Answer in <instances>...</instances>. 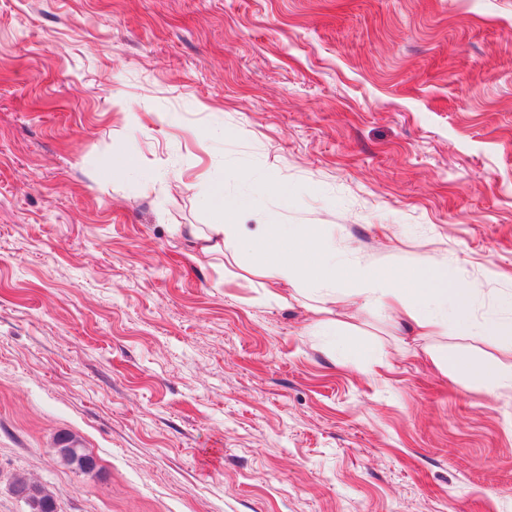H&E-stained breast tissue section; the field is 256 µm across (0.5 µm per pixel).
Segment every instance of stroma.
<instances>
[{
    "label": "stroma",
    "mask_w": 512,
    "mask_h": 512,
    "mask_svg": "<svg viewBox=\"0 0 512 512\" xmlns=\"http://www.w3.org/2000/svg\"><path fill=\"white\" fill-rule=\"evenodd\" d=\"M208 185L242 235L316 224L512 319V0H0V512L19 478L59 512H512V390L426 355L512 352L266 299L177 233ZM66 440L69 442V444L61 446L58 448L59 452L68 459L69 462L72 464H76V466L80 470H92L95 467H89L94 466L96 464L95 459L91 458L88 461L89 466L84 465V461L87 458L93 457L86 448H82L81 444L75 439L70 437L68 434L64 435Z\"/></svg>",
    "instance_id": "1"
}]
</instances>
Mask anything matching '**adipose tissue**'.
Here are the masks:
<instances>
[{"label":"adipose tissue","mask_w":512,"mask_h":512,"mask_svg":"<svg viewBox=\"0 0 512 512\" xmlns=\"http://www.w3.org/2000/svg\"><path fill=\"white\" fill-rule=\"evenodd\" d=\"M215 216L214 224L201 230L195 225L181 227L205 254H220L229 240L238 237V217L252 206L247 196L229 197L223 187L212 186L202 194ZM255 266L268 285V299H278V285H296L327 291L332 303L347 305L365 302L385 311L390 318L410 325L420 336L438 335L454 324L457 335H468L472 324L465 318L469 294L453 285L445 266L430 263L419 269L393 270L357 265L355 291L336 290L341 256L333 241L323 237L312 224H269L256 236L243 240Z\"/></svg>","instance_id":"obj_1"}]
</instances>
